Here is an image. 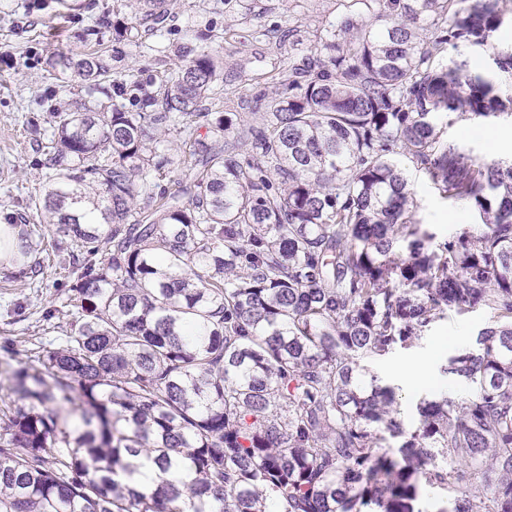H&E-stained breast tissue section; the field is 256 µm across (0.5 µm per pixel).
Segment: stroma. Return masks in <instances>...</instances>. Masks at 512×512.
I'll list each match as a JSON object with an SVG mask.
<instances>
[{
  "label": "stroma",
  "mask_w": 512,
  "mask_h": 512,
  "mask_svg": "<svg viewBox=\"0 0 512 512\" xmlns=\"http://www.w3.org/2000/svg\"><path fill=\"white\" fill-rule=\"evenodd\" d=\"M114 8L130 20L137 4L135 0H0V216L13 211L17 199L35 193L45 182L38 164L39 145L50 129L44 124L36 129L30 125L41 112L40 99L52 92L57 102L63 103L84 95L79 80L65 82L56 77L46 64L47 57L55 51L78 49L76 34L93 25L102 12ZM255 8L259 17L245 18L237 11L226 12L224 0H170L164 31L143 33L138 47L119 44L114 74L150 87L163 73L155 62L156 51H163L169 62H177L179 48L197 45L198 34L208 30L224 57L225 87L238 111L251 113L255 87H275L283 60L278 49L280 36H287L299 53H308L317 47L323 27L335 21L345 6L342 0H255ZM262 27L267 28V36L259 35ZM439 126L445 138L465 147L477 160L492 156L512 160L511 119L479 126L471 121L452 123L443 115ZM492 132L505 135L494 155L485 140ZM410 176L418 202L415 218L438 238L476 223L473 212L441 197L422 172L414 170ZM14 273V268H0L1 372L16 367L30 348L60 345L62 331L56 321L45 320L44 315L58 307L61 291L72 282L50 256L45 257L44 273L35 282L14 280ZM486 320L481 311L449 313L417 347L374 361V370L396 389L402 418H413L417 400L428 387L442 382L441 361L468 345ZM413 361L428 362L430 371L424 383H409L400 374V366Z\"/></svg>",
  "instance_id": "obj_1"
}]
</instances>
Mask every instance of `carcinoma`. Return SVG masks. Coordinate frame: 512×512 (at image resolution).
I'll list each match as a JSON object with an SVG mask.
<instances>
[{
	"label": "carcinoma",
	"mask_w": 512,
	"mask_h": 512,
	"mask_svg": "<svg viewBox=\"0 0 512 512\" xmlns=\"http://www.w3.org/2000/svg\"><path fill=\"white\" fill-rule=\"evenodd\" d=\"M137 2L136 21L106 12L86 49L48 61L85 96L43 113L46 182L15 217L36 214L25 253L50 239L75 278L63 343L0 387V512H414L428 489L451 498L438 512H512V163L477 162L437 124L512 118L496 90L512 51L445 62L505 28L501 0H352L373 20L345 12L319 52L288 56L257 123L209 111L230 98L207 44L157 59L135 110L116 104L131 85L114 45L169 17V0ZM404 159L478 227L436 240ZM479 310L441 367L472 395L431 392L404 425L368 361ZM143 458L188 480L140 493Z\"/></svg>",
	"instance_id": "carcinoma-1"
}]
</instances>
